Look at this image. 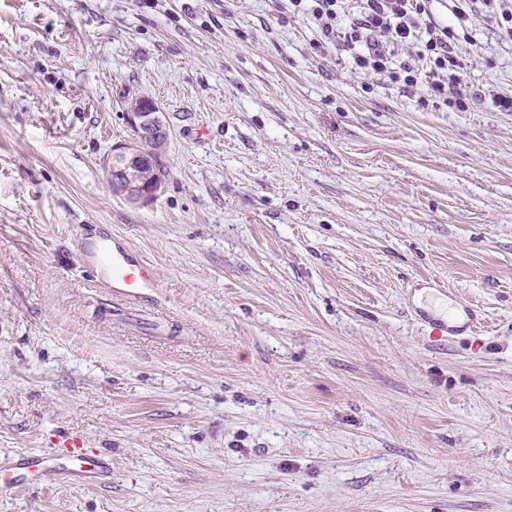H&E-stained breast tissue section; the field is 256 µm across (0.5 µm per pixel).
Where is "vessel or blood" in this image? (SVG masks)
Returning a JSON list of instances; mask_svg holds the SVG:
<instances>
[{"mask_svg":"<svg viewBox=\"0 0 512 512\" xmlns=\"http://www.w3.org/2000/svg\"><path fill=\"white\" fill-rule=\"evenodd\" d=\"M79 249L86 271L111 288L117 297L139 301L160 286L154 267L111 236L80 242ZM64 448L60 461L51 465L40 456L18 457L16 470L24 471L27 479L36 484H47L62 477L93 481L107 473L103 457L87 452L80 439L67 438Z\"/></svg>","mask_w":512,"mask_h":512,"instance_id":"obj_1","label":"vessel or blood"}]
</instances>
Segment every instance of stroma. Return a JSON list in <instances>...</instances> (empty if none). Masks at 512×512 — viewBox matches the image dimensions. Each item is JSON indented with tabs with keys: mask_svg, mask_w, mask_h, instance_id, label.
<instances>
[{
	"mask_svg": "<svg viewBox=\"0 0 512 512\" xmlns=\"http://www.w3.org/2000/svg\"><path fill=\"white\" fill-rule=\"evenodd\" d=\"M444 94L356 70L288 0H0V467L102 483L0 512H512V43ZM166 174L111 183L126 109ZM154 266L115 299L77 234ZM475 325L430 341L429 310ZM161 113L162 112L159 110L157 112H127L126 119L136 128L141 137L145 139L157 138L158 143L161 145L164 141L159 138L164 136L165 132ZM141 137L138 136L140 143L136 145V148H131V150L140 157V160L153 161L163 177L164 173L158 159V152L155 150L157 144H152L149 140H143ZM132 151L124 146L113 150L111 163L112 173L124 171V169L131 164L132 160L135 158V154ZM64 448L60 462L50 465L40 456H20L15 465L6 471L23 470L27 479L35 484H47L62 477L94 481L110 472L103 457L88 453L79 438H67Z\"/></svg>",
	"mask_w": 512,
	"mask_h": 512,
	"instance_id": "1",
	"label": "stroma"
}]
</instances>
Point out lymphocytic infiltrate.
Segmentation results:
<instances>
[{
  "instance_id": "lymphocytic-infiltrate-1",
  "label": "lymphocytic infiltrate",
  "mask_w": 512,
  "mask_h": 512,
  "mask_svg": "<svg viewBox=\"0 0 512 512\" xmlns=\"http://www.w3.org/2000/svg\"><path fill=\"white\" fill-rule=\"evenodd\" d=\"M295 10H309L328 41L342 39L352 52L357 68L378 75H402L406 84L418 82V72L408 63L393 62L398 46L421 47L430 62L429 74L434 91L444 89L445 81H457L463 61L448 45L453 32L435 26L430 20L431 0H358V16L345 33L337 24L345 12L346 0H289Z\"/></svg>"
}]
</instances>
